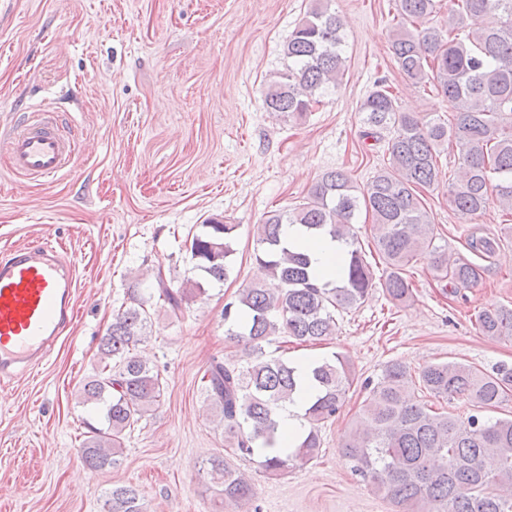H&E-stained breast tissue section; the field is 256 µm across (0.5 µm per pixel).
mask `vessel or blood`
<instances>
[{
  "mask_svg": "<svg viewBox=\"0 0 512 512\" xmlns=\"http://www.w3.org/2000/svg\"><path fill=\"white\" fill-rule=\"evenodd\" d=\"M10 168L52 178L73 161L74 140L49 113L27 115L6 142ZM74 270L49 243L0 256V378L34 369L75 327Z\"/></svg>",
  "mask_w": 512,
  "mask_h": 512,
  "instance_id": "vessel-or-blood-1",
  "label": "vessel or blood"
}]
</instances>
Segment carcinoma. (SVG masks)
<instances>
[{
	"instance_id": "1",
	"label": "carcinoma",
	"mask_w": 512,
	"mask_h": 512,
	"mask_svg": "<svg viewBox=\"0 0 512 512\" xmlns=\"http://www.w3.org/2000/svg\"><path fill=\"white\" fill-rule=\"evenodd\" d=\"M396 7L410 23L391 38L402 76L411 85H433L451 106L453 121L439 116L428 121L404 112L384 82L374 83L359 112L367 137L394 128L387 145L389 164L361 188L343 171L326 172L303 203L272 211L256 225V261L263 277L224 305L226 338L242 349L244 362L214 360L204 375L208 396L224 419L226 447L245 460L258 459L270 475L285 474L318 456L320 430L336 418L354 382L344 356L318 360L312 375L319 392L303 414L309 430L295 447H280L278 412L292 400L298 380L293 362L266 350L275 337L306 343L336 335L337 314L358 308L378 285L392 302H406L413 288L403 270L418 257L428 259L434 277L452 291L480 280V265L451 261L434 246L422 190L440 179L438 148L453 144L458 149L448 203L460 219L481 215L492 190L500 206L512 212V0H453L446 36L427 25L436 0H396ZM460 27L469 28L465 41L455 35ZM342 29L330 0H312L285 44L290 64L266 82L269 111L301 120L329 85L338 84L345 62ZM362 210L372 216L373 241L385 263L379 276L353 229ZM285 224L343 243L342 277L319 282L308 255L282 240ZM203 228L190 239L191 259L196 269L221 282L228 275L238 225L212 218ZM467 247L486 258L494 253L496 240L473 234ZM157 284L174 315L205 292L198 281L176 290L160 277ZM149 319L145 301L137 298L117 312L101 339L100 369L82 388L84 401L97 414L95 422L86 423L81 445L82 459L93 469L117 465L126 433L162 397L160 374L134 353L146 338ZM476 322L491 340L512 338V307L484 310ZM415 385L447 404L466 403L470 414L460 420L418 401ZM364 389L367 397L342 442L354 475L399 512H512V417L488 416L512 391V367L490 373L457 362L432 363L415 378L403 362L391 361L381 378L366 382ZM207 475L224 498L254 504V485L226 460H211ZM103 512L145 510L135 488L115 485Z\"/></svg>"
}]
</instances>
